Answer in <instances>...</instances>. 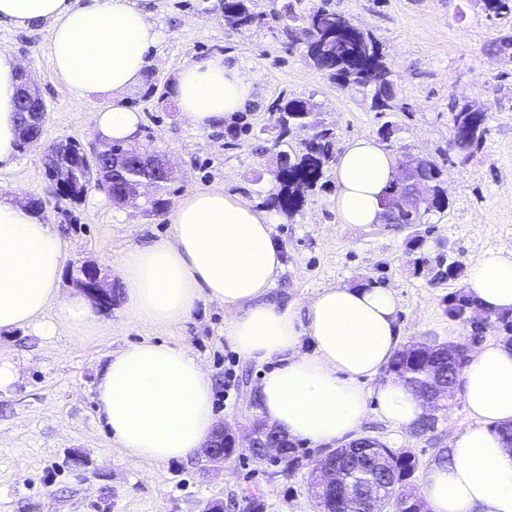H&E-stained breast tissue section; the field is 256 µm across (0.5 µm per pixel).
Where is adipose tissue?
I'll use <instances>...</instances> for the list:
<instances>
[{
    "label": "adipose tissue",
    "mask_w": 512,
    "mask_h": 512,
    "mask_svg": "<svg viewBox=\"0 0 512 512\" xmlns=\"http://www.w3.org/2000/svg\"><path fill=\"white\" fill-rule=\"evenodd\" d=\"M155 0H0V24L51 22L52 70L78 100L100 96L90 114L96 138L131 143L143 116L121 102L143 80L160 39ZM20 63L0 52V167L18 155ZM253 82L217 53L187 64L172 98L197 131L219 130L253 100ZM336 215L343 224L383 221V192L397 175L393 154L370 137L351 139L336 158ZM169 237L129 247L118 262L127 315L176 325L200 297L235 308L227 335L247 361L267 365L259 412L291 439L319 446L347 441L370 411L415 428L422 398L404 379L384 376L400 344L392 290L336 286L307 309L270 302L282 266L271 226L275 214L237 193L193 189L169 216ZM69 255L54 224L0 195V330H67L75 340L108 326L79 293L61 295ZM468 294L496 315L512 311V253L489 251L471 267ZM378 379L375 392L363 380ZM460 395L471 423L449 444L448 461L425 472L420 493L430 512H512V448L499 433L512 424V345L487 343L468 357ZM111 445L144 465L203 456L215 424L213 384L202 361L167 343H137L113 354L95 387Z\"/></svg>",
    "instance_id": "ef3b65f1"
}]
</instances>
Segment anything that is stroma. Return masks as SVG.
Wrapping results in <instances>:
<instances>
[{
    "instance_id": "obj_1",
    "label": "stroma",
    "mask_w": 512,
    "mask_h": 512,
    "mask_svg": "<svg viewBox=\"0 0 512 512\" xmlns=\"http://www.w3.org/2000/svg\"><path fill=\"white\" fill-rule=\"evenodd\" d=\"M325 2L378 40L406 111L376 112L368 91L340 86L313 65L303 45L283 34L281 19L288 12L305 14ZM258 8L279 13L280 21L235 29L218 0H160L153 21L162 39L143 82L123 98L143 115L138 147L163 153L175 170L160 194L166 205L159 213L149 205L157 195L149 187L136 208L116 205L106 195L96 203L87 196L73 202L53 195L45 148L73 140L91 149L94 105L71 98L54 77L48 27L0 25V51L33 72L47 109L40 140L20 149L14 167L0 169V193L21 203L42 200L41 213L56 224L71 261L94 263L112 288V303L103 309L112 326L100 335L75 342L63 332H0V353L20 368L14 388L0 393V512H203L215 498L235 500L234 512H244L253 498L262 512H318L309 471L324 447L295 441L302 463L287 475L245 454L220 468L202 457L146 466L111 447L93 399L96 376L112 353L149 340L186 347L204 362L219 421L241 433L258 417L256 390L264 368L244 361L228 338L234 309L202 299L179 325L129 318L118 259L128 246L168 237L169 212L188 190L221 187L266 209L277 189L278 130L268 106L283 93L312 99L320 120L334 127L340 148L356 136L380 137L382 125L390 124L391 152L404 149L441 165L448 205L410 226L342 224L333 208L334 169L326 167L324 188L273 226L283 267L270 300L304 308L323 288L369 284L391 289L398 298L402 345L451 331L475 348L501 339L512 343V334L499 330L501 319H512L511 311L480 324L452 311L453 298L465 294L469 268L482 253L512 252V13L486 11L483 0H258ZM217 52L245 71L256 88L235 134L196 131L170 94L183 65ZM465 107L483 112L486 128L483 144L467 154L450 145L452 116ZM452 263L459 265L458 275H447ZM469 423L457 398L433 432L399 429L372 412L358 433L414 453L420 470L410 485L416 489L438 449Z\"/></svg>"
}]
</instances>
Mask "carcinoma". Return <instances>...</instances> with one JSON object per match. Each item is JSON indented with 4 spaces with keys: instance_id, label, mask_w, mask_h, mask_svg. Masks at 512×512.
<instances>
[{
    "instance_id": "cac0c4a2",
    "label": "carcinoma",
    "mask_w": 512,
    "mask_h": 512,
    "mask_svg": "<svg viewBox=\"0 0 512 512\" xmlns=\"http://www.w3.org/2000/svg\"><path fill=\"white\" fill-rule=\"evenodd\" d=\"M257 0H224V19L236 26H252L266 23L270 17L256 10ZM297 27L285 26L288 38L305 45L307 55L314 66L337 81L340 85L366 88L371 93L372 108L380 113L396 108L397 91L384 63L381 47L368 32L356 25L346 26L348 17L324 4L299 18L289 16ZM276 115L279 137L288 134L287 127L304 124L318 128L316 137L299 150L281 151L276 157V182L279 188L270 199L278 212L292 216L303 205L305 194L314 190L323 178L324 169L335 155L336 133L318 119L317 105L302 97L282 95L270 106ZM484 117L481 112L463 108L453 114L455 139L453 147L469 150L480 146L483 138ZM442 170L436 161L427 166L431 180L433 200L431 207L442 210L448 206V198L440 187ZM390 371L403 378L418 392L425 391L433 379L455 381L457 370L448 368V346L442 345L422 350L412 345L398 351L390 364ZM347 449L349 456L383 457L387 462L386 479L403 482L413 476L418 460L410 452H395L376 439L360 437ZM349 493L344 488L323 484L317 500L320 512H346L344 503Z\"/></svg>"
}]
</instances>
